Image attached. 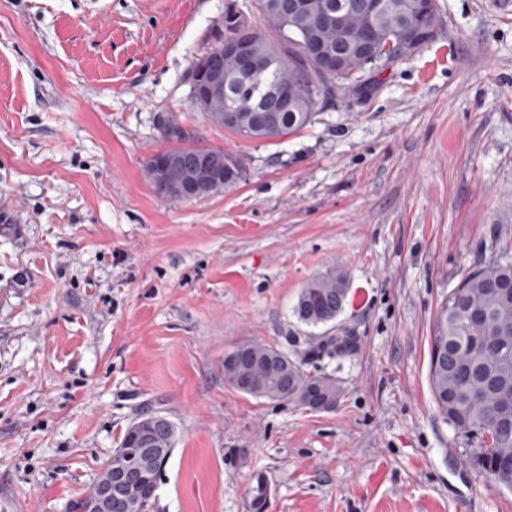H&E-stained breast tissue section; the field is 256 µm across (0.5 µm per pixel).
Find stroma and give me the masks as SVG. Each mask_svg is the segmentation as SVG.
I'll return each mask as SVG.
<instances>
[{
    "mask_svg": "<svg viewBox=\"0 0 512 512\" xmlns=\"http://www.w3.org/2000/svg\"><path fill=\"white\" fill-rule=\"evenodd\" d=\"M231 2L264 29L252 0H0V512H71L146 406L179 428L150 512H248L260 473L268 512H512L429 385L440 304L512 248V0H439L434 43L268 142L190 102ZM170 116L245 179L158 195ZM337 267L348 304L305 325ZM246 342L335 378L336 408L231 389ZM348 291L349 278L341 269L314 278L301 289L295 313L301 322L309 326L335 322L344 309Z\"/></svg>",
    "mask_w": 512,
    "mask_h": 512,
    "instance_id": "stroma-1",
    "label": "stroma"
}]
</instances>
